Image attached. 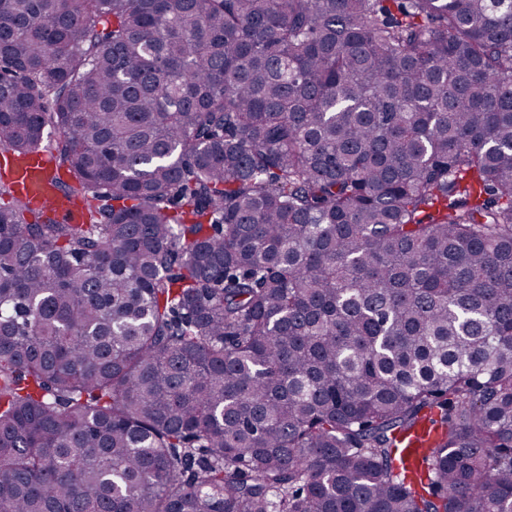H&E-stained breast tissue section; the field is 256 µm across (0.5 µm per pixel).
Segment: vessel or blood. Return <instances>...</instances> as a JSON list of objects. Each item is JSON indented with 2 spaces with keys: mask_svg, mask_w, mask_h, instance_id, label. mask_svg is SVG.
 I'll return each instance as SVG.
<instances>
[{
  "mask_svg": "<svg viewBox=\"0 0 512 512\" xmlns=\"http://www.w3.org/2000/svg\"><path fill=\"white\" fill-rule=\"evenodd\" d=\"M53 165L54 160L50 154L37 151L15 159L13 178L18 189L36 206L53 211L58 218L73 217L74 208L61 204L59 192L49 179ZM433 441L434 435L428 426L421 425L411 431L403 449L407 466H414L416 460L431 448Z\"/></svg>",
  "mask_w": 512,
  "mask_h": 512,
  "instance_id": "b4317fda",
  "label": "vessel or blood"
}]
</instances>
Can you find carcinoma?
<instances>
[{
  "instance_id": "carcinoma-1",
  "label": "carcinoma",
  "mask_w": 512,
  "mask_h": 512,
  "mask_svg": "<svg viewBox=\"0 0 512 512\" xmlns=\"http://www.w3.org/2000/svg\"><path fill=\"white\" fill-rule=\"evenodd\" d=\"M0 150V512H512V0H0ZM53 165L50 154L37 151L14 160L12 177L17 188L36 206L53 210L56 219L72 218L77 210L60 203L59 192L49 179ZM429 431L430 429L427 425H420L408 434L409 441L406 447L403 448L402 456L405 455V465L409 468H414L416 460L424 455L433 445L435 434L433 431Z\"/></svg>"
}]
</instances>
